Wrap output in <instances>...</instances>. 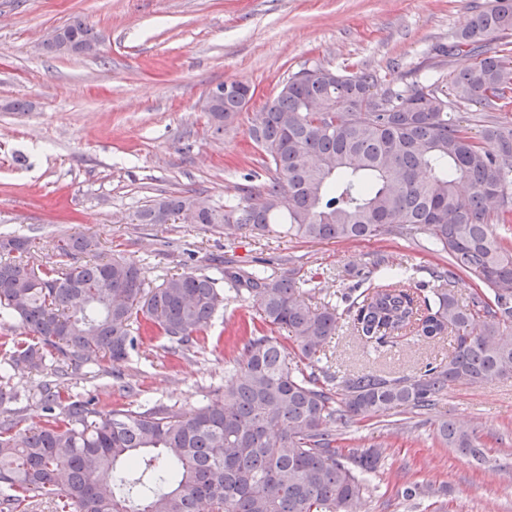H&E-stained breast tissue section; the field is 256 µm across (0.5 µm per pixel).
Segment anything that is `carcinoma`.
<instances>
[{"label":"carcinoma","instance_id":"cac0c4a2","mask_svg":"<svg viewBox=\"0 0 512 512\" xmlns=\"http://www.w3.org/2000/svg\"><path fill=\"white\" fill-rule=\"evenodd\" d=\"M512 0H492L455 34L452 51L475 60L450 78L414 81L376 95L380 77L324 69L285 79L253 113L249 136L263 156L264 180L240 199L190 212L191 195L157 196L134 214L137 224L189 220L224 232L274 225L305 241L426 237L474 276L484 293L460 299L451 271L426 295L380 256L383 282L336 291L311 303L317 284L296 271L232 266L219 276L186 273L146 289L141 269L96 255L85 234L59 237L55 260L35 265L25 237H0V315L15 317L35 341L3 343L0 375L27 369L44 377L43 426L0 421V512L45 500L53 512H347L369 491L362 473L378 460L369 448L344 462L336 425L403 408L435 404L450 385L512 376V250L492 230L512 224V126H484L476 137L444 106L494 107L512 91ZM100 42L80 19L54 31L45 48L62 54ZM207 112L213 133L234 125L254 95L242 81L222 83ZM288 207L277 208L280 197ZM224 282L252 295L262 327L239 336L240 358L224 391L189 412L164 406L108 411L68 392V369L107 360L119 372L142 335L163 339L176 354L196 343L224 307ZM353 314L352 335L364 345L415 334L451 337L448 361L411 376L341 372L326 364L340 310ZM141 314L145 323L134 320ZM287 332L285 354L271 335ZM450 448L485 458L475 428L444 421Z\"/></svg>","mask_w":512,"mask_h":512}]
</instances>
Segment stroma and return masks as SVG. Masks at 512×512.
<instances>
[{"label":"stroma","instance_id":"stroma-1","mask_svg":"<svg viewBox=\"0 0 512 512\" xmlns=\"http://www.w3.org/2000/svg\"><path fill=\"white\" fill-rule=\"evenodd\" d=\"M490 0H0V235H23L36 262L54 239L85 233L102 258L121 254L140 267L146 287L185 273L208 274L222 260L249 271L314 274L325 294L354 285L357 271L383 254L433 287L448 257L424 240L306 242L276 230L231 234L196 224H135L134 211L159 194L203 195L220 203L259 186V153L248 135L251 111L289 75L318 64L369 69L382 85L432 78L447 84L472 64L445 46ZM103 36L94 56L47 52L49 34L74 18ZM248 83L247 114L212 134L201 104L218 84ZM22 100L29 111L11 110ZM253 298L227 293L204 342L170 355L161 340L140 343L123 364V391L110 362L74 370L70 394L107 411L126 404L194 409L232 380L236 352L218 336L259 322ZM448 343L407 335L379 351L363 349L338 322L332 366L408 375L447 357ZM40 376L13 372L9 385L22 424L39 426ZM474 426L485 450L478 463L446 447L442 421ZM375 448L369 496L349 512H512V377L452 385L435 407L399 421L356 419L337 427L342 459ZM418 483L432 495L405 500Z\"/></svg>","mask_w":512,"mask_h":512}]
</instances>
